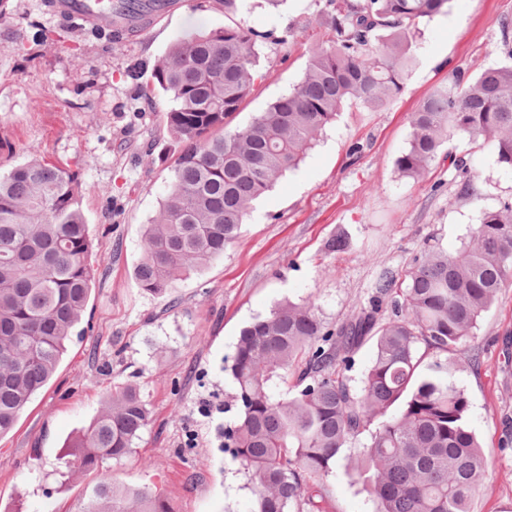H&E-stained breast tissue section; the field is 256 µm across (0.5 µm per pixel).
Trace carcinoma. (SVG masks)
Here are the masks:
<instances>
[{
    "instance_id": "cac0c4a2",
    "label": "carcinoma",
    "mask_w": 512,
    "mask_h": 512,
    "mask_svg": "<svg viewBox=\"0 0 512 512\" xmlns=\"http://www.w3.org/2000/svg\"><path fill=\"white\" fill-rule=\"evenodd\" d=\"M448 0H326L329 44L314 49L300 82L248 125L234 115L265 78L254 30L230 23L173 43L142 93L162 95L178 144L168 194L146 230L140 286L166 290L181 272L224 255L253 201L294 168L347 103L377 108L399 95L415 60L412 25ZM403 175L419 178L454 135L481 139L512 167V64L471 78L461 68L410 115ZM460 194L479 190L467 160L448 155ZM93 239L76 174L31 159L0 172V436L47 384L84 311ZM512 280V199L483 214L450 254L432 239L378 294L391 315L363 309L334 328L311 298L285 301L240 331L225 367L238 415L224 432L231 462L248 475L255 512H326L328 477L357 451L355 474L375 512H471L485 461L469 425L470 402L454 376L473 368L466 345ZM370 343L358 385L345 371ZM149 423L136 387L68 444L66 468L99 473L85 512H173L146 488L116 484L108 459L132 454Z\"/></svg>"
}]
</instances>
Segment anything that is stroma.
Returning <instances> with one entry per match:
<instances>
[{"label": "stroma", "mask_w": 512, "mask_h": 512, "mask_svg": "<svg viewBox=\"0 0 512 512\" xmlns=\"http://www.w3.org/2000/svg\"><path fill=\"white\" fill-rule=\"evenodd\" d=\"M49 0H7L0 10V170L45 158L78 176L80 207L94 242L92 296L50 384L0 437V512H82L97 481L65 471L72 435L108 405L113 387L134 385L150 420L133 455L106 461L116 483L149 487L173 512H254L247 476L228 461L225 370L241 328L279 302L316 297L336 325L369 306L376 286L400 274L427 238L448 252L468 242L485 210L512 198V170L479 140L458 135L423 177L403 176L398 156L409 116L455 68L477 75L512 60L502 41L512 0H449L418 23L403 92L380 108L344 107L298 167L254 202L223 257L193 268L164 292L135 278L144 232L159 213L175 143L168 104L140 90L176 39L238 22L262 34L266 79L232 120L242 127L299 83L313 48L330 37L324 0H248L228 15L224 0H170L146 30L95 33L53 14ZM296 40L282 43L285 29ZM468 159L481 196L463 197L447 154ZM477 368L455 381L486 461L472 512H512V283L501 288L470 340ZM326 512H374L345 470L328 479Z\"/></svg>", "instance_id": "1"}]
</instances>
